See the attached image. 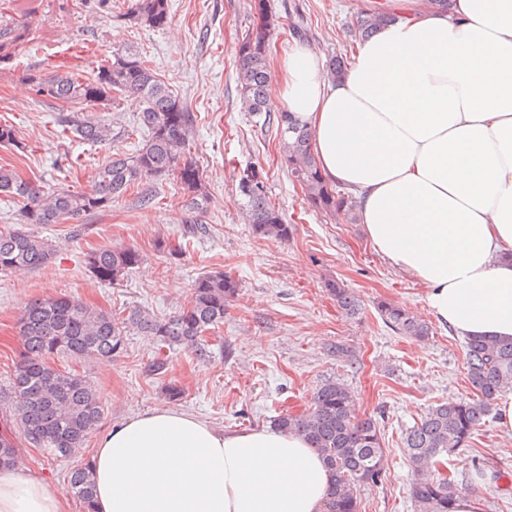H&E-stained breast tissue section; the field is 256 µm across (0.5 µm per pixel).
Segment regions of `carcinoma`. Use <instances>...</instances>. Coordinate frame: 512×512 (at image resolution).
<instances>
[{
	"instance_id": "obj_1",
	"label": "carcinoma",
	"mask_w": 512,
	"mask_h": 512,
	"mask_svg": "<svg viewBox=\"0 0 512 512\" xmlns=\"http://www.w3.org/2000/svg\"><path fill=\"white\" fill-rule=\"evenodd\" d=\"M128 20L150 28H163L169 19L168 0H131ZM269 0H253L252 27L238 44L237 81L245 111L257 119L259 129L276 130L283 143L281 166L301 186L309 204L320 213L351 211L352 197L325 179L316 162L312 133L285 108L270 103L265 93L273 26ZM399 19L381 9L360 11L354 37L365 41L377 29ZM38 95L51 101L70 102L81 108L62 117L65 130L88 144H106L118 137L111 125L89 112L107 106L120 96L142 104L131 133H140V146L132 154L115 152L97 169L86 190L45 191L26 182L15 170L0 166V195L17 200L23 224H77L107 207L128 189L143 181L175 175L187 191V210L198 223L207 203L203 175L185 158L195 118L140 55L126 47L102 60L90 77L78 79L56 74L33 78ZM0 146L25 152L26 145L11 124L0 122ZM267 174L250 166L240 174L238 192L242 209L254 235L288 240L291 226L267 196ZM49 240L24 229L0 231V274L36 269L53 256ZM142 260L132 247H103L89 253L86 267L101 283L116 284ZM330 294L348 314L359 312L355 295L339 281L328 283ZM239 291L237 281L220 271L200 275L189 304L172 316L159 318L133 309L120 320L65 296H48L28 303L18 319L22 353L9 391L0 395V407L12 413L26 441L57 458L82 448L103 420L104 408L96 389L74 372L54 368L50 359L110 358L123 349L124 336L136 331L151 336L163 347L182 348L207 357L205 333L224 322L228 301ZM377 309L397 333L418 341L428 339L429 326L408 310L381 301ZM468 381L475 391L471 400H452L429 410L404 437V448L416 472L411 496L418 512H451L459 495L454 481L442 474V454L465 445L497 400L501 389L512 384V341L469 338L465 343ZM276 429L304 436L323 456L333 486L325 512H359L357 488L380 481L385 463L379 426L375 418L354 410L350 388L327 380L315 389L310 405L300 413H281ZM17 458L12 441L0 437V464ZM69 488L84 512H95V485L91 463L69 473Z\"/></svg>"
}]
</instances>
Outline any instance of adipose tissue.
<instances>
[{
  "label": "adipose tissue",
  "mask_w": 512,
  "mask_h": 512,
  "mask_svg": "<svg viewBox=\"0 0 512 512\" xmlns=\"http://www.w3.org/2000/svg\"><path fill=\"white\" fill-rule=\"evenodd\" d=\"M391 2L398 21L341 78L299 47L268 94L311 129L323 177L353 193L369 240L424 285L431 313L512 340V0ZM92 470L97 512H324L330 486L301 436L175 410L112 424ZM62 510L54 486L0 468V512Z\"/></svg>",
  "instance_id": "adipose-tissue-1"
}]
</instances>
